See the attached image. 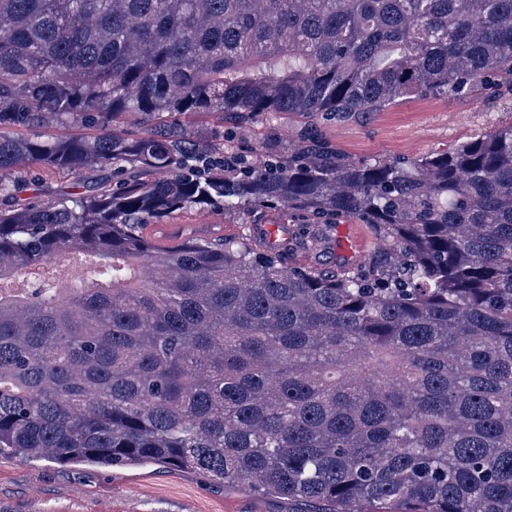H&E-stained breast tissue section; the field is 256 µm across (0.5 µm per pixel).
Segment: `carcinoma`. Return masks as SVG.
Here are the masks:
<instances>
[{
	"label": "carcinoma",
	"instance_id": "obj_1",
	"mask_svg": "<svg viewBox=\"0 0 512 512\" xmlns=\"http://www.w3.org/2000/svg\"><path fill=\"white\" fill-rule=\"evenodd\" d=\"M501 86L512 0H0V457L159 464L304 512H512V125L353 162L316 129L282 158L185 121ZM23 165L77 191L20 203ZM245 205L389 248L328 276L142 233Z\"/></svg>",
	"mask_w": 512,
	"mask_h": 512
}]
</instances>
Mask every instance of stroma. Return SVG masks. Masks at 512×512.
I'll return each instance as SVG.
<instances>
[{
	"instance_id": "1",
	"label": "stroma",
	"mask_w": 512,
	"mask_h": 512,
	"mask_svg": "<svg viewBox=\"0 0 512 512\" xmlns=\"http://www.w3.org/2000/svg\"><path fill=\"white\" fill-rule=\"evenodd\" d=\"M301 119L285 114L258 127L225 120L224 133L241 147L262 139L265 148L288 154L301 144ZM512 125V92L481 88L449 98L419 96L381 112H364L321 131L345 158L361 162L418 158L453 150L471 138ZM275 225L276 240H295V259L320 271L353 264L346 244L382 247L370 225L355 219L309 224L286 210L248 207L205 211L147 225L158 245L184 240L215 242L227 236L262 235ZM278 500L254 495L241 483L218 484L203 475L149 464L139 468L59 465L43 460L0 458V512H287Z\"/></svg>"
}]
</instances>
